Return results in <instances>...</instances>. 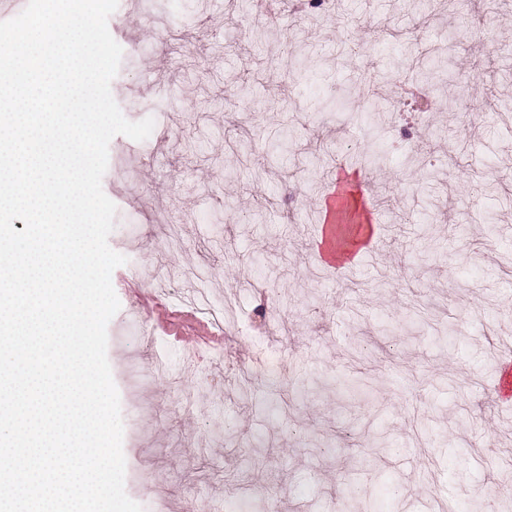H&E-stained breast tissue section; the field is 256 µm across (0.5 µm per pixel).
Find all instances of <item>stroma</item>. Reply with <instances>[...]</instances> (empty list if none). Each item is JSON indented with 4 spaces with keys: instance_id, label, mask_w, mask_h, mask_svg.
<instances>
[{
    "instance_id": "35a3bbf8",
    "label": "stroma",
    "mask_w": 512,
    "mask_h": 512,
    "mask_svg": "<svg viewBox=\"0 0 512 512\" xmlns=\"http://www.w3.org/2000/svg\"><path fill=\"white\" fill-rule=\"evenodd\" d=\"M354 17L273 15L266 47L250 44L249 10L238 0H151L143 12L119 0L108 28L123 56L112 95L131 121L153 118L143 141L115 136L102 180L117 207L108 243L125 256L111 275L120 309L108 324L107 358L121 392L125 491L143 512H235L237 471L257 448L250 492L284 512H336L354 491L380 512H502L499 499L473 510L470 488L512 486V401L498 400L501 348L512 338V45L496 27L512 0L470 20L439 8L422 22L402 0H342ZM417 25L419 52L453 49L452 66L478 108L467 151L448 164L440 131L451 114H372L358 69L382 72L372 94L389 97L398 55L356 26L359 18ZM322 46L317 63L282 59L289 36ZM347 35L362 55L337 61ZM164 85L149 89L148 74ZM287 103L293 137L268 152L262 134ZM247 140L261 179L233 175V149ZM439 162L420 171L418 150ZM376 166L361 164L362 152ZM497 195L468 198L469 180ZM266 224L248 230L249 212ZM352 251L345 270L316 249L324 223ZM182 242L156 266L166 238ZM212 289L252 312L228 333L182 296ZM283 383L260 374L270 354ZM138 361L145 390L125 398ZM368 376L369 396L346 400V376ZM467 469V483L457 472ZM164 489V503L154 492Z\"/></svg>"
}]
</instances>
